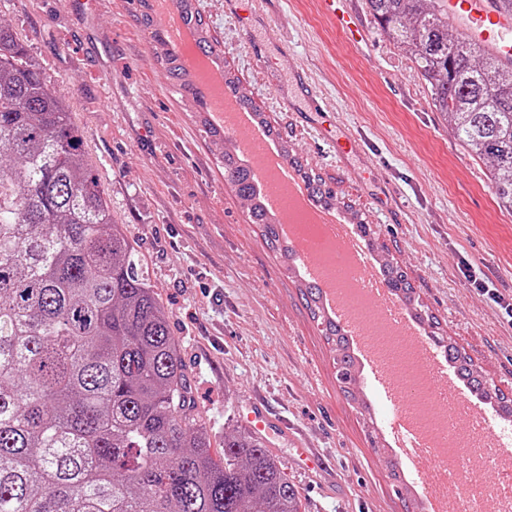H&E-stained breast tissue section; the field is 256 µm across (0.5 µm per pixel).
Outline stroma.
I'll use <instances>...</instances> for the list:
<instances>
[{
	"label": "stroma",
	"mask_w": 512,
	"mask_h": 512,
	"mask_svg": "<svg viewBox=\"0 0 512 512\" xmlns=\"http://www.w3.org/2000/svg\"><path fill=\"white\" fill-rule=\"evenodd\" d=\"M266 38L255 57L226 0H200L237 78L274 130L335 191L345 219L370 230L375 263L402 267L444 341L465 350L512 397V325L456 267L466 253L512 299V213L501 209L487 166L473 159L433 107L410 61L377 30L364 0L349 7L368 42L351 44L320 0H249ZM0 24L39 62L83 133L112 217L137 241L150 282L181 346L197 411L221 453L225 430L264 404L266 446L295 486L301 512H423L414 475L399 470L372 366L357 369L358 399L336 378L334 354L305 307L299 282L222 177L220 150L173 93L131 0H6ZM318 88L323 113L302 123L288 104L292 69ZM363 143L337 155L325 126ZM391 191V209L377 203ZM310 448L326 465L294 462Z\"/></svg>",
	"instance_id": "obj_1"
}]
</instances>
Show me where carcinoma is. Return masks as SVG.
Instances as JSON below:
<instances>
[{"label":"carcinoma","mask_w":512,"mask_h":512,"mask_svg":"<svg viewBox=\"0 0 512 512\" xmlns=\"http://www.w3.org/2000/svg\"><path fill=\"white\" fill-rule=\"evenodd\" d=\"M365 5L454 137L489 164L498 205L512 212V67L450 33L438 0ZM224 84L260 115L227 73ZM82 139L37 60L0 25V512H300L262 437L226 431L224 453H213L179 341L136 241L112 220ZM285 156L317 202L335 204V191L300 156ZM224 178L268 246L294 259L234 146L224 147ZM382 266L414 303L405 272ZM321 295L302 285L353 398L355 358ZM446 353L473 390L512 416V399L467 354L452 344Z\"/></svg>","instance_id":"cac0c4a2"}]
</instances>
